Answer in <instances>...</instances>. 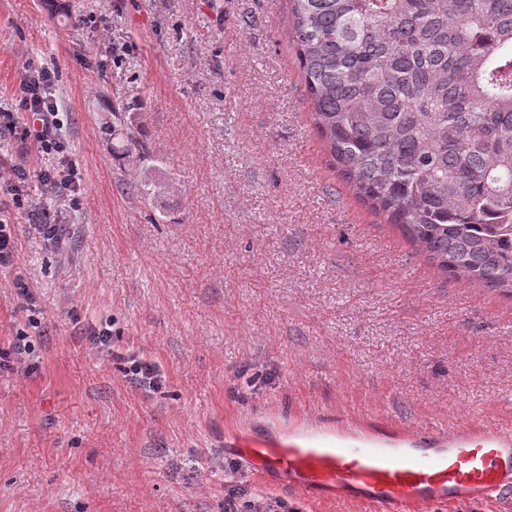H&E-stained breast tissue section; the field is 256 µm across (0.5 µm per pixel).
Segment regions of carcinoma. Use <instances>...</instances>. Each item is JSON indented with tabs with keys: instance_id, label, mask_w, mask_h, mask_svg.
Masks as SVG:
<instances>
[{
	"instance_id": "1",
	"label": "carcinoma",
	"mask_w": 512,
	"mask_h": 512,
	"mask_svg": "<svg viewBox=\"0 0 512 512\" xmlns=\"http://www.w3.org/2000/svg\"><path fill=\"white\" fill-rule=\"evenodd\" d=\"M312 126L450 276L512 294V0H288Z\"/></svg>"
}]
</instances>
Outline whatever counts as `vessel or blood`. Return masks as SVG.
Listing matches in <instances>:
<instances>
[{
  "mask_svg": "<svg viewBox=\"0 0 512 512\" xmlns=\"http://www.w3.org/2000/svg\"><path fill=\"white\" fill-rule=\"evenodd\" d=\"M225 452L261 477L287 474L304 496L358 500L371 512H429L512 489V433L484 424L413 438L327 428L288 442L233 439Z\"/></svg>",
  "mask_w": 512,
  "mask_h": 512,
  "instance_id": "vessel-or-blood-1",
  "label": "vessel or blood"
}]
</instances>
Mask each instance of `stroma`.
<instances>
[{
  "mask_svg": "<svg viewBox=\"0 0 512 512\" xmlns=\"http://www.w3.org/2000/svg\"><path fill=\"white\" fill-rule=\"evenodd\" d=\"M290 29L288 0H0V109L50 70L65 143L0 129V164L34 173L23 198L0 188L18 249L0 337L25 331L36 362L0 366V512H369L264 481L224 442L512 430V295L444 274L341 180ZM64 161L79 190L44 193ZM102 328L119 356L92 347ZM127 351L157 390L130 386Z\"/></svg>",
  "mask_w": 512,
  "mask_h": 512,
  "instance_id": "35a3bbf8",
  "label": "stroma"
}]
</instances>
